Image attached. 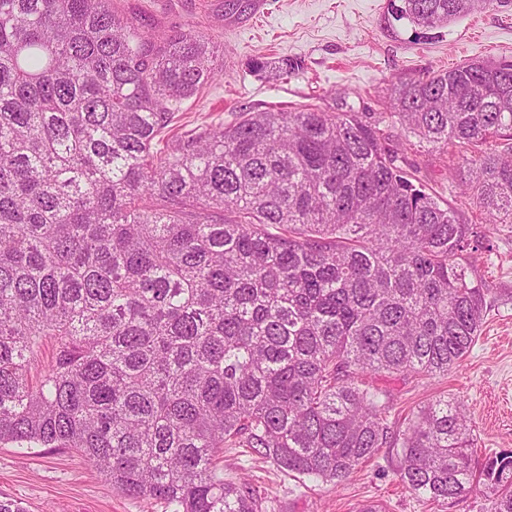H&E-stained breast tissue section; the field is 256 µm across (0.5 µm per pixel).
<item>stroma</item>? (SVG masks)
Returning a JSON list of instances; mask_svg holds the SVG:
<instances>
[{
  "label": "stroma",
  "instance_id": "stroma-1",
  "mask_svg": "<svg viewBox=\"0 0 512 512\" xmlns=\"http://www.w3.org/2000/svg\"><path fill=\"white\" fill-rule=\"evenodd\" d=\"M114 0L148 31H195L224 54V70L177 112L173 134L230 122L239 113L328 108L352 93L373 112L390 109L392 75L418 78L471 59H512V0H498L456 22L424 30L394 21L389 0ZM256 58L286 60L289 75L252 72ZM455 152L423 146L408 163L441 198L452 191ZM488 249L468 258L472 279L491 289L483 331L460 366L437 376H382L373 386L389 407L392 428H404L420 406L440 397L460 401L478 454L512 451V224L491 228ZM396 449L384 448L340 484L297 479L240 449H225L224 477H247L271 512H357L377 502L386 512H486L480 490L433 503L410 492L398 475ZM0 499L26 512H146L144 503L113 490L78 455L45 448H0Z\"/></svg>",
  "mask_w": 512,
  "mask_h": 512
}]
</instances>
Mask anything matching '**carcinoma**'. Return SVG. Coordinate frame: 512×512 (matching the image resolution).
<instances>
[{
    "instance_id": "obj_1",
    "label": "carcinoma",
    "mask_w": 512,
    "mask_h": 512,
    "mask_svg": "<svg viewBox=\"0 0 512 512\" xmlns=\"http://www.w3.org/2000/svg\"><path fill=\"white\" fill-rule=\"evenodd\" d=\"M493 2L389 8L434 29ZM218 60L112 0H0V447L76 453L148 512H268L226 448L333 484L397 448L413 493L480 478L512 512V451L479 459L461 402L394 435L355 382L443 374L480 336L481 235L407 155L471 150L458 196L512 224V60L394 76L390 112L340 97L159 146Z\"/></svg>"
}]
</instances>
